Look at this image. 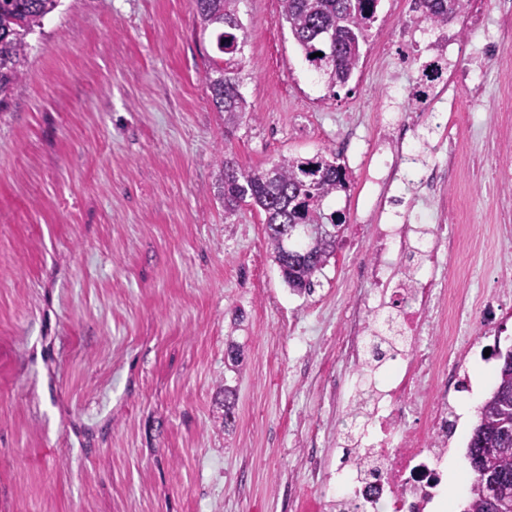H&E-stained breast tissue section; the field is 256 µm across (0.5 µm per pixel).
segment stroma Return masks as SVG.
I'll return each mask as SVG.
<instances>
[{
  "label": "stroma",
  "mask_w": 512,
  "mask_h": 512,
  "mask_svg": "<svg viewBox=\"0 0 512 512\" xmlns=\"http://www.w3.org/2000/svg\"><path fill=\"white\" fill-rule=\"evenodd\" d=\"M410 0H379L358 68L328 88L304 59L279 0H241L240 90L250 119L228 129L206 73L217 54L193 0H62L30 38L25 81L0 108V512H307L303 441L332 448L346 410L327 394L342 368L336 332L374 244L366 179L405 120L416 72L396 55ZM482 65V30L464 32L457 67L485 92L439 89L454 136L480 171L461 166L456 215L432 196L386 204L382 224H461L471 237L444 259L465 314L495 287L512 247L499 237L512 152L499 145L512 101V26ZM245 170L283 155L332 151L351 173L328 199L355 245L340 247L312 293L288 288L264 234L242 207L225 220L215 171L222 150ZM377 222V223H378ZM239 363L225 355L228 344ZM512 348V301L475 337L481 403ZM234 419L222 427L225 389Z\"/></svg>",
  "instance_id": "1"
}]
</instances>
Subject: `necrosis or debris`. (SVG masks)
Here are the masks:
<instances>
[{
    "instance_id": "1",
    "label": "necrosis or debris",
    "mask_w": 512,
    "mask_h": 512,
    "mask_svg": "<svg viewBox=\"0 0 512 512\" xmlns=\"http://www.w3.org/2000/svg\"><path fill=\"white\" fill-rule=\"evenodd\" d=\"M431 52L420 62V82L411 97V113L387 133L392 161L378 179L390 186L402 181L414 162L407 135L420 120L418 112L429 93L441 84L466 44L457 31L438 27ZM460 167V145L448 143V162L435 166L425 181L437 196L441 213L456 212L449 191ZM461 244L459 231L437 224H380L376 244L360 277L369 287L352 302L336 336V348L349 376L336 381L337 401L355 402L363 392L371 399L355 420L357 436L336 443L335 454L309 452L310 466L321 469L335 462L337 512H434L445 496L443 464L455 435L454 399L469 385V343L462 334L463 288L453 281H438L436 272L444 255ZM393 297L401 333L409 350L386 354L376 373L365 372L371 352V324L376 305ZM433 326L435 339L449 356L437 360L423 351L422 332Z\"/></svg>"
}]
</instances>
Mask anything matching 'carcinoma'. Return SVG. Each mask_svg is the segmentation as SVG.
<instances>
[{
	"label": "carcinoma",
	"instance_id": "cac0c4a2",
	"mask_svg": "<svg viewBox=\"0 0 512 512\" xmlns=\"http://www.w3.org/2000/svg\"><path fill=\"white\" fill-rule=\"evenodd\" d=\"M240 0H194L204 28L216 33L220 57L208 75L214 107L224 126L238 125L251 105L239 90L241 45L237 31ZM281 18L307 61L329 87L346 85L376 20L378 0H280ZM61 0H0V105L25 78L28 37L43 30ZM465 0H422L421 22L433 27L465 11ZM323 56L311 57L313 53ZM217 191L224 219L248 205L264 213L271 255L288 287L312 292L315 278L335 257L345 220L325 212L327 199L350 188L343 165L320 153L311 158L282 155L269 168L244 171L223 155L217 164ZM469 443L472 477L463 512H512V360H503L492 393L478 408Z\"/></svg>",
	"mask_w": 512,
	"mask_h": 512
}]
</instances>
